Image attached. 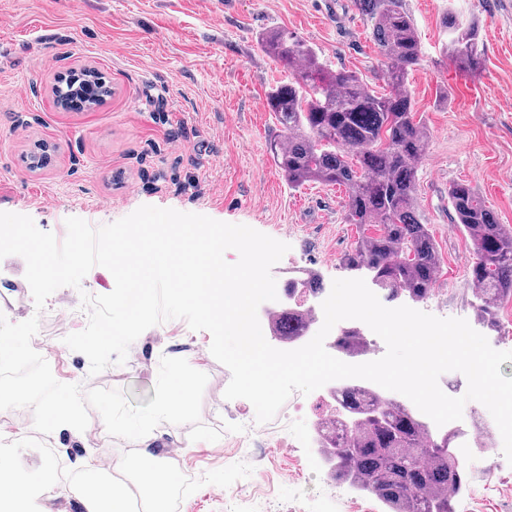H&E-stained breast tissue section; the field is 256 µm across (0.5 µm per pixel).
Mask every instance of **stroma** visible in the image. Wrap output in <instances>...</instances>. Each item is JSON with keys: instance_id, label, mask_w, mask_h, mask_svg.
I'll list each match as a JSON object with an SVG mask.
<instances>
[{"instance_id": "1", "label": "stroma", "mask_w": 512, "mask_h": 512, "mask_svg": "<svg viewBox=\"0 0 512 512\" xmlns=\"http://www.w3.org/2000/svg\"><path fill=\"white\" fill-rule=\"evenodd\" d=\"M421 39L423 59L408 76L416 116L430 140L417 175V213L428 225L442 263L432 295L417 310L475 323L468 270L472 243L456 224L448 187L470 183L512 228V7L501 0H402ZM476 22L486 69L469 77L443 52V20ZM300 36L329 68L356 72L387 92L372 23L353 0H0V212L29 216L57 239L78 217L98 227L152 205L243 224L289 244L273 267L277 285L312 272L323 288L351 278L342 265L358 238L346 220V189L310 182L289 187L269 154L281 127L266 94L287 75L261 50L262 32ZM91 66L106 74L112 94L76 112L55 104L58 75ZM52 148L47 166L32 170L35 143ZM26 263L0 259V313L13 323L38 317L31 345L62 383L121 390L135 405L154 396L161 357L182 358L207 374L201 424L218 441H191L190 426L163 423L154 451L177 479L180 504L168 512H382L372 498L334 481L306 443L323 403L293 393L275 418L260 424L245 399L228 400L230 370L211 354L208 331L173 319L143 332L127 360L90 375L88 358L64 342L83 330L82 294L110 293L106 268H92L80 288L62 287L36 309ZM101 460L115 478L132 482L142 460L136 445L110 436L97 410L85 431L39 434L32 412L0 411V459L21 475L53 476L32 486L29 512H80L85 487ZM65 464L81 481L62 484ZM465 498L454 512H512V465L502 450L477 455Z\"/></svg>"}]
</instances>
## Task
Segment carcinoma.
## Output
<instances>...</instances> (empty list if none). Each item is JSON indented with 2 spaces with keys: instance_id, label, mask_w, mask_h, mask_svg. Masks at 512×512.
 <instances>
[{
  "instance_id": "cac0c4a2",
  "label": "carcinoma",
  "mask_w": 512,
  "mask_h": 512,
  "mask_svg": "<svg viewBox=\"0 0 512 512\" xmlns=\"http://www.w3.org/2000/svg\"><path fill=\"white\" fill-rule=\"evenodd\" d=\"M355 4L372 22L389 91L378 93L346 69L325 68L313 48L285 28L262 34L265 55L288 72V81L271 89L266 100L282 127L280 138L270 142V155L290 186L310 181L345 186L346 219L359 225L361 234L344 255V268L365 274L389 301L420 302L434 290L441 266L416 209V175L429 130L415 119L407 77L421 60V43L401 0ZM443 27L448 57L472 78L482 76L478 26L450 15ZM55 91L62 103L80 96L95 105L111 94V85L97 70L77 83L64 77ZM448 199L474 249L468 272L472 307L478 321L496 332L498 309L512 300V229L498 223L468 183L450 185ZM318 289L317 278L308 273L291 282L288 295ZM309 327L308 311L294 305L276 310L268 329L279 342L291 343ZM335 348L355 360L373 351L358 325L340 330ZM347 408L349 423L337 414L318 422L323 434L349 429L341 444L322 449L333 480L376 497L387 512H454L455 498L470 487L469 472L456 455L461 431L437 437L419 415L368 390L350 393Z\"/></svg>"
}]
</instances>
